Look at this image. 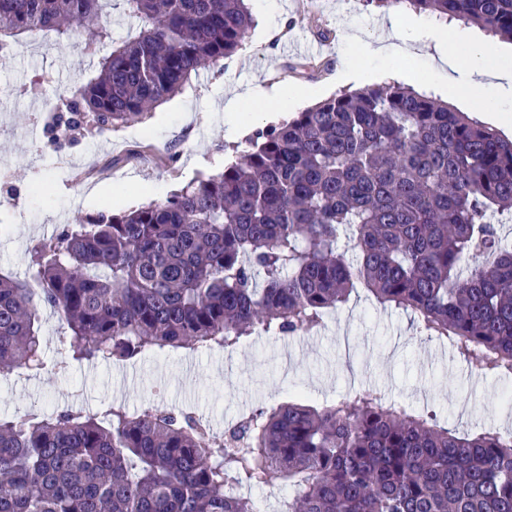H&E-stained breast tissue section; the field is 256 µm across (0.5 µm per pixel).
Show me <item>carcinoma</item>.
<instances>
[{
	"mask_svg": "<svg viewBox=\"0 0 512 512\" xmlns=\"http://www.w3.org/2000/svg\"><path fill=\"white\" fill-rule=\"evenodd\" d=\"M108 2L0 0V52L96 28V72L56 131L144 121L253 24L248 0H124L142 25L106 51ZM361 3L512 40V0ZM251 145L164 201L33 246L38 292L0 275V372L45 369L42 304L68 329L65 369L314 332L359 282L474 372L512 379V243L489 223L512 215V139L394 83L324 99ZM244 483L290 486L283 512H512V431L460 435L373 390L294 398L220 438L149 402L0 417V512H257Z\"/></svg>",
	"mask_w": 512,
	"mask_h": 512,
	"instance_id": "1",
	"label": "carcinoma"
}]
</instances>
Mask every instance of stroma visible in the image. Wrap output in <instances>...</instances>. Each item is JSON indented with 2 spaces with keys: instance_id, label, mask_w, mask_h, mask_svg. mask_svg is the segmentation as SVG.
<instances>
[{
  "instance_id": "35a3bbf8",
  "label": "stroma",
  "mask_w": 512,
  "mask_h": 512,
  "mask_svg": "<svg viewBox=\"0 0 512 512\" xmlns=\"http://www.w3.org/2000/svg\"><path fill=\"white\" fill-rule=\"evenodd\" d=\"M255 25L238 52L203 70L158 106L146 123L51 143L42 112L63 90L86 80L97 59L76 33L26 37L0 68V273L28 275V250L64 225L100 212L120 213L162 201L189 181L222 172L250 148L228 138L224 105L234 94L272 85L317 91L326 99L365 88L345 80L348 64L366 57L381 35L383 12L359 0H250ZM334 33L324 41L316 26ZM45 369L0 374V416L38 410L96 411L121 404L135 411L150 390L174 412L206 417L223 432L240 415L292 397L321 403L373 389L389 400L432 411L441 425L473 434L512 427V380L472 372L447 342L421 334L410 313L381 307L364 285L305 336H253L228 349L147 352L127 366L105 361L57 369L66 329L57 313L40 311Z\"/></svg>"
}]
</instances>
